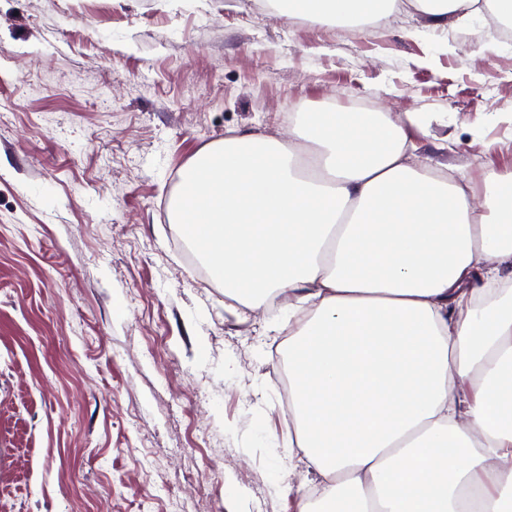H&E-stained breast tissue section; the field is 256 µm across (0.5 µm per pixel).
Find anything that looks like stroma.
Masks as SVG:
<instances>
[{
  "instance_id": "1",
  "label": "stroma",
  "mask_w": 512,
  "mask_h": 512,
  "mask_svg": "<svg viewBox=\"0 0 512 512\" xmlns=\"http://www.w3.org/2000/svg\"><path fill=\"white\" fill-rule=\"evenodd\" d=\"M428 113L512 168V38L416 11L0 0V512H294L283 313L227 306L173 220L182 168L299 112Z\"/></svg>"
}]
</instances>
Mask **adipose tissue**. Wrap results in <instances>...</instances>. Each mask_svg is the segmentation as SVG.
I'll return each mask as SVG.
<instances>
[{"label":"adipose tissue","mask_w":512,"mask_h":512,"mask_svg":"<svg viewBox=\"0 0 512 512\" xmlns=\"http://www.w3.org/2000/svg\"><path fill=\"white\" fill-rule=\"evenodd\" d=\"M432 25L512 0H282L291 16ZM427 115L302 112L181 173L174 221L239 307L288 299L298 512H512V170L475 190L418 156Z\"/></svg>","instance_id":"adipose-tissue-1"}]
</instances>
